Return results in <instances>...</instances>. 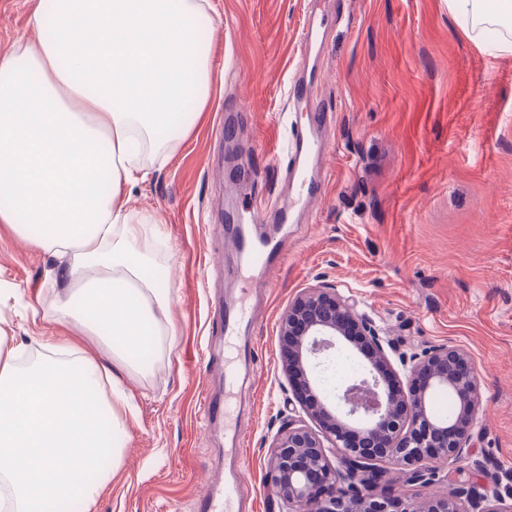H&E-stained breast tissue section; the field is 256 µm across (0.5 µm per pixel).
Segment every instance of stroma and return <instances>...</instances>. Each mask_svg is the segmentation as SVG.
<instances>
[{"label": "stroma", "instance_id": "obj_1", "mask_svg": "<svg viewBox=\"0 0 512 512\" xmlns=\"http://www.w3.org/2000/svg\"><path fill=\"white\" fill-rule=\"evenodd\" d=\"M37 0H0V47L30 37ZM213 103L172 150L142 156L148 179L128 189L131 212L152 217L147 273L171 294L175 336L163 355L125 374L133 413L123 458L97 512H191L225 431L205 429L203 389L219 388L215 323L239 286L225 214L248 203L275 215L292 192L281 145L309 115L288 109L289 80L309 11L339 16L325 36L314 95L331 116L324 194L289 225L286 259L250 296L255 326L245 384L228 399L241 428L238 466L252 512H280L265 481L271 446L304 419L282 371L279 324L315 284L351 297L399 350H466L481 406L472 450L445 490L512 493V55L497 26L472 40L446 0H209ZM52 258L0 228V331L24 346L22 366L60 333Z\"/></svg>", "mask_w": 512, "mask_h": 512}]
</instances>
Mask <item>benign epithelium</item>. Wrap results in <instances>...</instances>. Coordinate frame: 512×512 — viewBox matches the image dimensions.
<instances>
[{
	"mask_svg": "<svg viewBox=\"0 0 512 512\" xmlns=\"http://www.w3.org/2000/svg\"><path fill=\"white\" fill-rule=\"evenodd\" d=\"M282 366L298 402L314 423L291 422L276 439L266 478L282 512H512V495L498 490L435 494L442 469L465 459L478 401V377L469 354L445 346L398 355L351 299L313 285L288 306L281 322ZM346 341L366 364L347 382L339 401L313 368ZM446 391L456 402L447 419L430 399ZM398 465L422 492L399 496L385 465Z\"/></svg>",
	"mask_w": 512,
	"mask_h": 512,
	"instance_id": "benign-epithelium-1",
	"label": "benign epithelium"
}]
</instances>
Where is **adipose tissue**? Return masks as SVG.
<instances>
[{
    "instance_id": "1",
    "label": "adipose tissue",
    "mask_w": 512,
    "mask_h": 512,
    "mask_svg": "<svg viewBox=\"0 0 512 512\" xmlns=\"http://www.w3.org/2000/svg\"><path fill=\"white\" fill-rule=\"evenodd\" d=\"M472 21L512 26V0H448ZM37 38L0 49V224L42 228L31 243L49 272L62 325L28 369L0 334V512H92L120 465L129 401L121 376L160 357L173 336L169 289L144 273L151 219L130 212L125 186L145 179L146 142L173 145L189 108L205 112L211 71L200 36L214 26L201 0H39ZM96 335L107 358L85 353ZM111 428L102 431L101 415Z\"/></svg>"
}]
</instances>
